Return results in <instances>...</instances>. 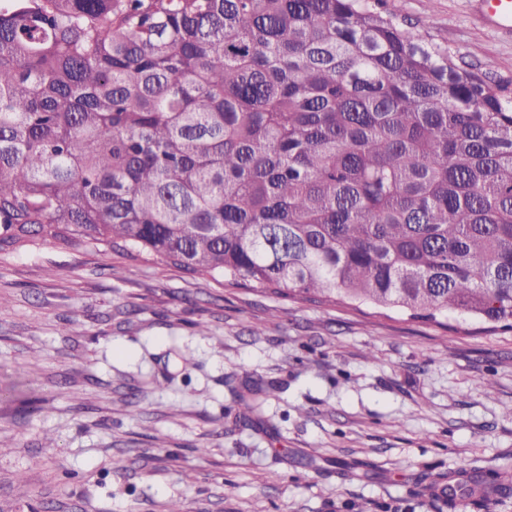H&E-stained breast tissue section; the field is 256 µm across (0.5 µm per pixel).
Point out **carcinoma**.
<instances>
[{
  "label": "carcinoma",
  "instance_id": "carcinoma-1",
  "mask_svg": "<svg viewBox=\"0 0 512 512\" xmlns=\"http://www.w3.org/2000/svg\"><path fill=\"white\" fill-rule=\"evenodd\" d=\"M381 6L0 0V251L105 245L512 330V92ZM511 491L505 466L440 495Z\"/></svg>",
  "mask_w": 512,
  "mask_h": 512
}]
</instances>
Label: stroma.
Returning <instances> with one entry per match:
<instances>
[{"label": "stroma", "instance_id": "obj_1", "mask_svg": "<svg viewBox=\"0 0 512 512\" xmlns=\"http://www.w3.org/2000/svg\"><path fill=\"white\" fill-rule=\"evenodd\" d=\"M383 8L512 84V29L479 0ZM250 379L271 390L258 422L238 416ZM506 461L512 330L101 246L0 252V512H437L431 481Z\"/></svg>", "mask_w": 512, "mask_h": 512}]
</instances>
